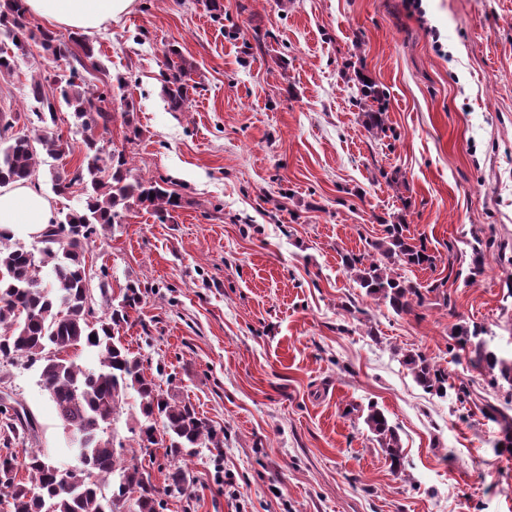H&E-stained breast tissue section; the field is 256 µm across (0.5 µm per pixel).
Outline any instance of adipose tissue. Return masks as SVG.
<instances>
[{
    "mask_svg": "<svg viewBox=\"0 0 512 512\" xmlns=\"http://www.w3.org/2000/svg\"><path fill=\"white\" fill-rule=\"evenodd\" d=\"M134 0H26L30 14L90 32L129 12ZM54 218V210L31 183L0 186V228H25L39 233Z\"/></svg>",
    "mask_w": 512,
    "mask_h": 512,
    "instance_id": "adipose-tissue-1",
    "label": "adipose tissue"
}]
</instances>
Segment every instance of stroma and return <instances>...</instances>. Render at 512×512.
Instances as JSON below:
<instances>
[{"label": "stroma", "mask_w": 512, "mask_h": 512, "mask_svg": "<svg viewBox=\"0 0 512 512\" xmlns=\"http://www.w3.org/2000/svg\"><path fill=\"white\" fill-rule=\"evenodd\" d=\"M222 3L217 20L202 0H134L86 36L99 63L86 81L123 80L99 138L181 199L163 219L132 207L87 262L113 296L144 285L123 343L225 432L222 452L190 458L189 493L164 512H512V448L482 414L492 404L512 417V393L451 338L475 323L512 354V0H422L420 15L405 0ZM172 47L195 65L182 112L163 93ZM54 73L29 41L0 76V111L29 112V84ZM362 76L381 102L362 99ZM377 111L387 133L368 124ZM81 161L41 156L36 181L55 211L83 205L82 186L57 196L50 182ZM387 224L439 253L436 268L403 274L447 278L449 304L398 314L357 287L341 255L369 251ZM478 236L496 246L475 275ZM407 350L472 382V401L425 392ZM1 393L36 431L0 455L78 467L38 367L0 359ZM371 405L396 428L402 472L364 422Z\"/></svg>", "instance_id": "1"}]
</instances>
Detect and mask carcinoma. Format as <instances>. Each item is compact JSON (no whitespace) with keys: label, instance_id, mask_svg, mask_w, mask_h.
<instances>
[{"label":"carcinoma","instance_id":"obj_1","mask_svg":"<svg viewBox=\"0 0 512 512\" xmlns=\"http://www.w3.org/2000/svg\"><path fill=\"white\" fill-rule=\"evenodd\" d=\"M26 13L25 0H0V35L11 42L0 46V76L13 73L16 54L25 52L28 41L35 38L52 56L59 73L48 90L38 80L30 85L35 105L27 115L29 126L9 136L7 132L18 120L3 124L0 186L32 180L41 151L54 158L73 154L71 140L52 129L56 104L62 101L72 109L80 126L84 157L71 172H53L52 189L56 195L65 196L73 186L82 184L86 200L81 210L58 212L54 222L39 233L38 242L44 245L39 264L30 249L13 240L9 230L0 229V356L39 364L42 387L64 425L79 438L75 451L86 476L71 481L63 470L53 469L44 454L27 452L19 457L11 453L10 468L0 461V496L9 500L10 512H123L129 501L135 506L134 512H159L162 496L188 491V472L178 461L192 456L197 448L222 451L224 430L200 417L192 404L146 378L141 359L115 336V331L128 322V310L141 301L139 284H128L116 302L108 280H100L98 289L105 310L101 316H93L87 294L86 254L98 229L115 226L132 206L150 208L163 216L179 206V198L155 180L130 178L124 152L114 151L103 159L104 148L95 131L108 129L112 122L108 107L112 96L85 82L78 70L85 63L72 52L70 43L82 44L85 58L96 68L93 48L81 42L79 35L65 41L48 29L32 33L25 23ZM171 54L177 60L168 61L163 92L170 109L181 112L188 100L187 78L193 64L176 50ZM73 60L79 66L72 65ZM384 233L382 240L372 243L378 259L368 262L361 254L343 259L346 271L354 274V282L365 295L397 314L414 312L428 293L440 292L448 299L447 292L441 291L445 282L424 287L395 271L400 265H433L435 256L425 243L404 235L401 224L385 225ZM48 264L52 265L53 281L44 286L41 266ZM485 334L478 325H459L454 329V348L465 353L472 367L488 374L492 385L502 381L512 390V357L499 353L483 338ZM77 347L95 351L100 368L86 370L62 356ZM402 363L426 392L444 397L451 388L459 402L471 399L467 386L448 382V372L425 354L409 350L403 354ZM131 390L138 396L141 417L134 418L138 425L135 445L127 450L121 443L114 444L106 429ZM365 423L393 468L402 469L397 436L385 415L370 406ZM33 433V417L0 398V440L4 447ZM150 445L162 446L171 459L161 489L137 462V452H145ZM21 469L27 473L25 482L17 479ZM111 475L117 480L112 485V497L107 498L101 483Z\"/></svg>","mask_w":512,"mask_h":512}]
</instances>
